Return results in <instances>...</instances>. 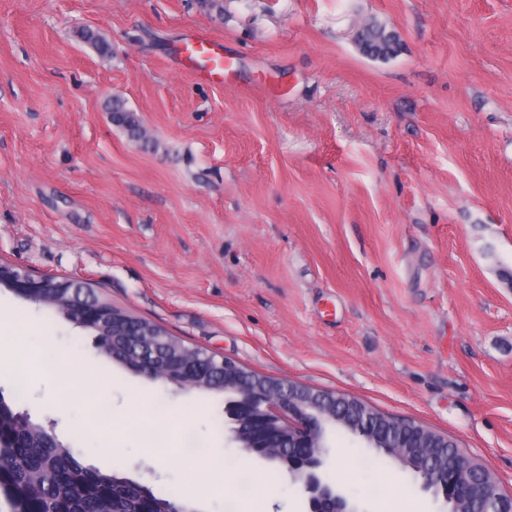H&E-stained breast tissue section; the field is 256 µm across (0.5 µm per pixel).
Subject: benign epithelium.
Returning <instances> with one entry per match:
<instances>
[{
  "label": "benign epithelium",
  "mask_w": 512,
  "mask_h": 512,
  "mask_svg": "<svg viewBox=\"0 0 512 512\" xmlns=\"http://www.w3.org/2000/svg\"><path fill=\"white\" fill-rule=\"evenodd\" d=\"M0 284L18 296L27 297L35 288H56L66 295L70 282H54L16 266L13 274ZM138 348L141 369L153 380L181 387L188 380H197L207 369L223 375L226 389L238 396L237 418L247 426L244 435L231 428L240 449L284 465L293 479L301 482L308 495L310 512H355L348 500L320 474L324 454L321 439L326 425L338 423L368 443L376 444L369 426L346 421L347 413L354 408L362 413L365 421L374 419L376 412L372 407L297 382L261 377L233 360L203 349L186 359L167 346L165 336H141ZM452 448L456 454L453 467L427 465L415 470L422 488L446 501L448 486H456L458 498L451 501L450 512H512V506L500 507L499 487L493 482L480 495H474L469 475L478 461L455 441ZM385 451L403 466L411 458L424 456L420 449L412 453L395 445Z\"/></svg>",
  "instance_id": "1"
}]
</instances>
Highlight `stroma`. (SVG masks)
Masks as SVG:
<instances>
[{
  "instance_id": "1",
  "label": "stroma",
  "mask_w": 512,
  "mask_h": 512,
  "mask_svg": "<svg viewBox=\"0 0 512 512\" xmlns=\"http://www.w3.org/2000/svg\"><path fill=\"white\" fill-rule=\"evenodd\" d=\"M221 4L0 0V259L447 434L512 494V0ZM370 24L393 56L363 52ZM193 31L236 58L230 84L173 58ZM115 98L148 140L113 123ZM0 329V391L22 385L20 409L84 465L166 494L188 479V427L234 457L192 512H224L240 469L256 483L239 512H309L278 462L237 450L224 395L133 373L3 287ZM324 443L321 473L357 512H448L395 462L359 468L352 435Z\"/></svg>"
}]
</instances>
